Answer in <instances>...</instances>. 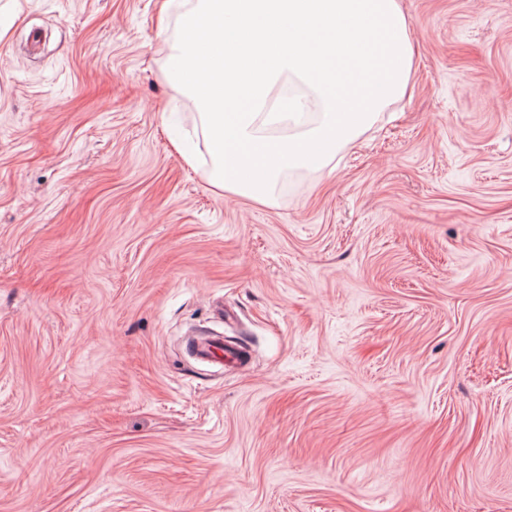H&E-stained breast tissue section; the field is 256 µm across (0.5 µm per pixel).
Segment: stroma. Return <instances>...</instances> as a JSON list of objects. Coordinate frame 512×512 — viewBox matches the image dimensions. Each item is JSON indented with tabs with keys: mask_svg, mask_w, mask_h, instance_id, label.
I'll return each mask as SVG.
<instances>
[{
	"mask_svg": "<svg viewBox=\"0 0 512 512\" xmlns=\"http://www.w3.org/2000/svg\"><path fill=\"white\" fill-rule=\"evenodd\" d=\"M162 3L0 0V512H512V0H402L412 95L264 203ZM189 350L196 360L213 365H224V362L239 363L242 352L240 346L224 341V336L221 335L194 339L189 344Z\"/></svg>",
	"mask_w": 512,
	"mask_h": 512,
	"instance_id": "1",
	"label": "stroma"
}]
</instances>
